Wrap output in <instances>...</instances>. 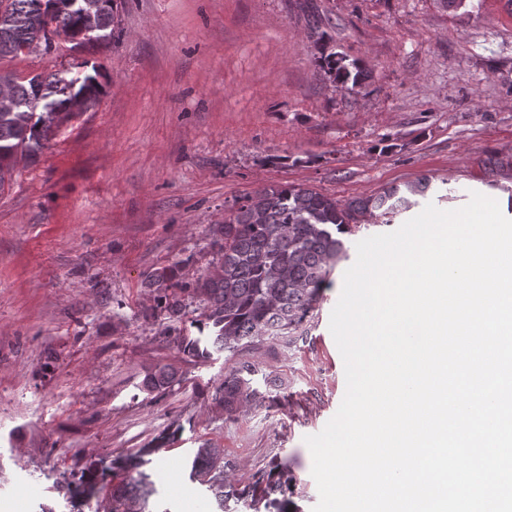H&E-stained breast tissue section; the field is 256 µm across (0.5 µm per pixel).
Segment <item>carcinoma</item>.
Returning <instances> with one entry per match:
<instances>
[{
    "label": "carcinoma",
    "instance_id": "carcinoma-1",
    "mask_svg": "<svg viewBox=\"0 0 512 512\" xmlns=\"http://www.w3.org/2000/svg\"><path fill=\"white\" fill-rule=\"evenodd\" d=\"M90 13L97 20L92 41L83 35L84 18ZM114 27V0H0V60L48 54L52 35L74 45L102 43L112 38ZM327 67L340 84L358 80L341 58L329 57ZM77 68L29 78L0 69V86L10 88L8 100H0V192L13 181L18 163L35 160L55 131L75 115L74 104L85 112L97 102L102 93L100 66L84 62ZM428 189L429 180L423 178L405 185L403 192L391 186L373 198L341 204L302 187L270 185L236 201L224 223L212 225L215 257L197 277H184L192 261L188 257L149 271L143 287L174 321L182 319L188 303H202L201 319L194 323L198 335L179 330L181 349L198 361L212 358L214 351L234 355L267 339L288 345L345 259L343 236L356 231L354 220L375 211L386 216L407 210L415 205L412 198L425 196ZM257 374L255 364L236 363L216 388L214 407L230 417L261 405L275 381L263 378L262 388ZM174 376L170 367L156 366L146 372L142 388L162 394ZM132 463L127 458L89 475L71 489V496L104 490L108 478ZM187 464L190 477L205 487L222 512H235L229 502L239 500L242 492L224 477V449L205 442L192 450ZM280 491L282 486L271 482L252 503L263 501L277 512H288L273 498ZM153 494L149 484L125 477L112 491L110 512H146Z\"/></svg>",
    "mask_w": 512,
    "mask_h": 512
}]
</instances>
